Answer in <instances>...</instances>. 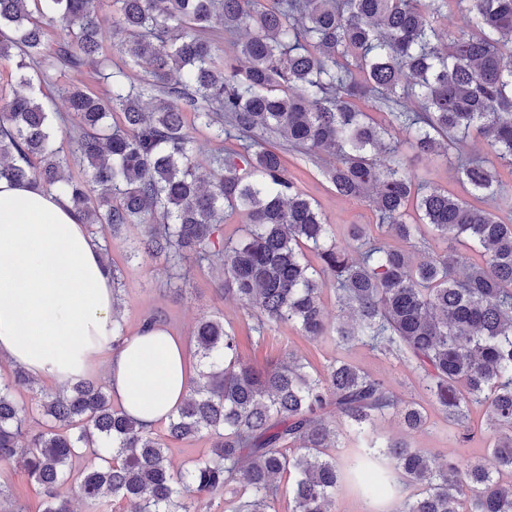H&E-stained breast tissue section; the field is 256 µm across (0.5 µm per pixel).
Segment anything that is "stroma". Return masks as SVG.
Instances as JSON below:
<instances>
[{
  "label": "stroma",
  "mask_w": 512,
  "mask_h": 512,
  "mask_svg": "<svg viewBox=\"0 0 512 512\" xmlns=\"http://www.w3.org/2000/svg\"><path fill=\"white\" fill-rule=\"evenodd\" d=\"M74 84L90 87L100 93L106 88L105 82L89 65L77 71H64L45 84L44 90L53 96L55 110L59 114L55 122L57 144L66 151L72 149L76 133L67 113L63 91ZM284 163L289 175L317 202L329 224H332L339 247L348 244L345 234L348 225L376 224V214L366 199L345 198L336 194L321 173V161L288 151L284 154ZM89 233L100 245L109 246L112 261L120 269L122 321L127 334H134L143 320L152 316L172 335L185 341L201 317L218 316L239 336L243 358L260 365L278 362L291 352L319 369L335 358L336 348L333 344L312 341L285 323L271 326L261 337L250 332L244 311L232 296L225 294L223 275L216 268L188 263L185 282L181 288H174L170 282L171 271L164 259L138 252L140 226H129L117 240L113 239L109 229L97 225L90 227ZM350 357L374 377L383 379L402 399L415 400L426 406L428 421L424 429L407 434L398 420L386 419L378 423L381 434L407 435L413 446L429 449L442 460L450 456L466 460L484 453L489 438L484 417L475 420L473 441L460 442L454 431L448 429L442 411L429 404L410 365L361 346L351 351Z\"/></svg>",
  "instance_id": "obj_1"
}]
</instances>
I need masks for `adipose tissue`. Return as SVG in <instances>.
I'll use <instances>...</instances> for the list:
<instances>
[{"label": "adipose tissue", "mask_w": 512, "mask_h": 512, "mask_svg": "<svg viewBox=\"0 0 512 512\" xmlns=\"http://www.w3.org/2000/svg\"><path fill=\"white\" fill-rule=\"evenodd\" d=\"M113 303L112 275L71 204L0 179V357L58 382L104 369L126 412L168 420L189 388L184 348L158 323L113 347Z\"/></svg>", "instance_id": "obj_1"}]
</instances>
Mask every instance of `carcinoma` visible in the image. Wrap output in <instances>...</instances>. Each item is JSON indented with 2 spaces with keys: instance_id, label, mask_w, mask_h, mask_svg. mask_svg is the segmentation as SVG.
<instances>
[{
  "instance_id": "cac0c4a2",
  "label": "carcinoma",
  "mask_w": 512,
  "mask_h": 512,
  "mask_svg": "<svg viewBox=\"0 0 512 512\" xmlns=\"http://www.w3.org/2000/svg\"><path fill=\"white\" fill-rule=\"evenodd\" d=\"M102 4L0 0V59L15 60L25 89L0 111V178L62 194L83 223L115 236L140 225L143 253L164 258L180 281L190 260L219 268L224 293L260 335L288 323L344 351L362 345L404 360L462 439H471L470 414L484 413L490 444L479 459L438 464L405 437L376 435L388 416L408 431L425 424L424 408L383 380L344 357L321 372L292 353L255 365L224 319L205 317L192 339L200 369L166 437L206 435L210 446L178 471L166 437L114 406L97 381L38 390L28 410L12 391L32 388L30 374L18 368L0 384V462L22 459L38 512H71L58 494L68 481L95 512L109 496L126 512H199L195 501L215 495L225 512H275L285 475L292 512H334L344 481L391 512H512V216L487 208L504 191L499 168L512 175V54L500 52L512 44V0H112L107 30ZM454 4L466 21L447 35L439 24ZM53 23L65 38L51 46ZM206 32L237 36L238 64L218 62ZM107 41L142 69L141 83L112 69ZM91 63L109 89H65L78 131L67 154L41 86L52 71ZM408 96L419 111L402 108ZM186 112L216 141L239 142L217 152L205 179ZM473 133L494 160L456 157L470 199L417 178L405 148L447 157ZM267 134L312 158L333 154L322 175L343 197L371 193L380 236L351 224L353 252L336 249L332 225L281 155L253 149ZM73 161L85 178L66 174ZM236 211L244 239L225 240L224 215ZM424 224L445 251L418 257L389 243L416 239ZM322 275L336 292L334 326ZM350 436L363 447L340 464L330 449ZM86 451L101 466L77 468Z\"/></svg>"
}]
</instances>
